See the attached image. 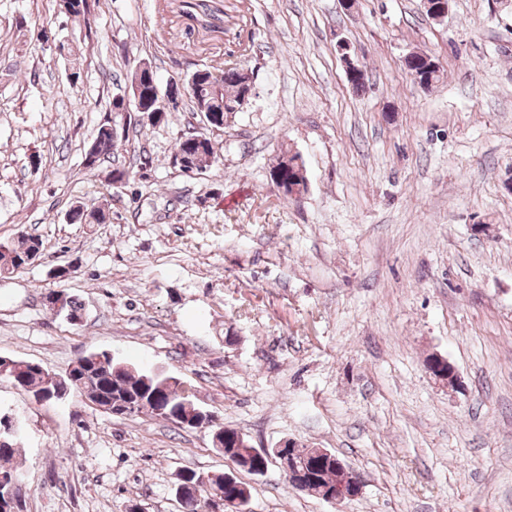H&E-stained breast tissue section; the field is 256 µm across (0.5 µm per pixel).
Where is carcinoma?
<instances>
[{
    "label": "carcinoma",
    "mask_w": 512,
    "mask_h": 512,
    "mask_svg": "<svg viewBox=\"0 0 512 512\" xmlns=\"http://www.w3.org/2000/svg\"><path fill=\"white\" fill-rule=\"evenodd\" d=\"M99 0H65L59 4L61 11L71 18L88 20ZM58 55L68 61L71 68L80 66L82 52L78 45L61 41ZM409 69L427 78V82L440 81L439 74L431 70L429 59L415 54L407 61ZM191 87L190 97L193 113L210 112L222 118L234 111L235 105L245 89L246 75L242 68L225 65L216 67L202 65L183 78ZM118 137L112 132V119L106 118L98 126L87 151H94L102 159L115 151ZM223 143L213 140L199 132L186 131L177 140L172 156L173 167L184 173L195 168L203 172L219 161ZM108 214L99 206L77 203L71 206L67 220L71 224H103ZM42 241L32 235L24 236L13 245H0V276L14 273L23 268L24 256L32 251H41ZM51 310L62 316L71 325H78L84 317L82 304L73 296L65 293L61 305L48 303ZM11 366L5 368L0 362V372L6 371L4 378L17 382L26 392L35 396L46 392L55 384L54 377L44 368L35 370L29 361L17 357H8ZM65 389L69 396L80 398L89 394L106 414L112 413V407L101 398L121 399L129 397L132 401H143L150 407H166L170 420L184 429L194 428L204 409L197 404L194 395L184 385L181 378L164 375L160 372L141 369L115 356L108 350H93L77 358L71 364L70 378L65 380ZM213 446L234 461L238 457H248L250 468L255 469L269 462L274 449H269V456L258 457L249 448H234L224 441V426L211 422ZM4 442L0 443V497L13 494L20 502L19 512H25L26 502L21 495V467L15 462L17 449L14 448L15 437L0 434ZM297 458L314 468L317 479L323 485L336 482L339 474L331 462L314 461L308 457V448L296 449ZM178 486L183 489L184 500L181 507L185 512H216L215 505L224 501V474H199L193 470H184L179 474Z\"/></svg>",
    "instance_id": "obj_1"
}]
</instances>
